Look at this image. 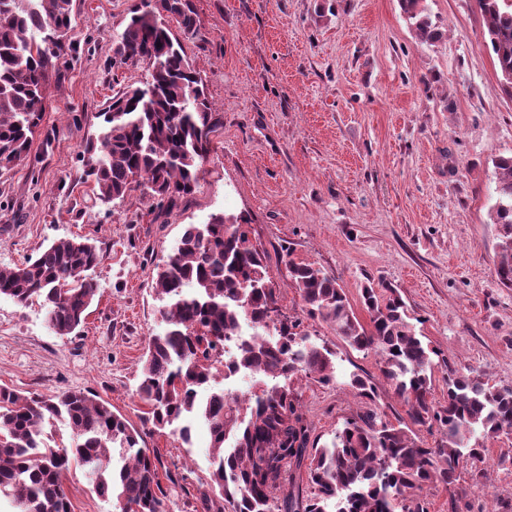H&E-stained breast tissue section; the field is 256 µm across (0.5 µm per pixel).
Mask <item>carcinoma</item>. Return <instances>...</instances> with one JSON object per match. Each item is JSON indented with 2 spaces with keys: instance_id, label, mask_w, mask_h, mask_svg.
<instances>
[{
  "instance_id": "carcinoma-1",
  "label": "carcinoma",
  "mask_w": 512,
  "mask_h": 512,
  "mask_svg": "<svg viewBox=\"0 0 512 512\" xmlns=\"http://www.w3.org/2000/svg\"><path fill=\"white\" fill-rule=\"evenodd\" d=\"M423 0H400L419 37L440 32ZM500 82L512 96V3L476 0ZM187 35L198 33L191 0H141L118 41L119 63L145 65L144 80L126 86L100 112V132L84 147V176L93 205L123 201L133 191L174 207L198 187L210 152L214 123L202 78L186 58L161 13ZM72 0H0V168L24 160L39 132L58 62L73 43ZM492 223L500 226L495 275L512 288V156L494 162ZM104 260L91 239H60L35 257L0 268V298L19 305L40 298L49 327L73 334L97 292L88 272ZM312 319L328 324L349 347L374 351L380 372L407 406L410 423L394 425L366 411L345 421L320 446L304 417L300 395L287 380L297 374L324 386L336 380V352L309 341L300 322L278 307L265 255L251 243L247 222L222 214L186 227L174 254L157 267L154 291L165 305V328L149 338L136 395L145 421L172 427L186 444L193 426L210 433L214 468L201 493L206 512H428L420 491L441 484L451 502L465 494L464 457L481 458L480 440L512 433V386L489 383L476 371L448 369V395L430 399L436 351L411 323L405 302L388 284L361 291L370 317L357 319L336 277L310 263H285ZM253 333L224 353V340L243 324ZM259 375L248 393L231 397L216 389L203 400L214 370ZM348 386L371 400L375 387L357 373ZM62 419L73 443L51 446L46 423ZM438 426L433 448L420 446L413 427ZM126 418L88 390H68L52 399L0 388V496L24 503V512H71L64 479L72 466L84 470L92 489L112 497L119 512H166L158 456ZM122 465L113 466L112 449ZM306 470L309 494L296 473Z\"/></svg>"
}]
</instances>
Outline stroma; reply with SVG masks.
Here are the masks:
<instances>
[{
    "label": "stroma",
    "instance_id": "obj_1",
    "mask_svg": "<svg viewBox=\"0 0 512 512\" xmlns=\"http://www.w3.org/2000/svg\"><path fill=\"white\" fill-rule=\"evenodd\" d=\"M140 2L72 0L76 49L60 61L27 158L0 171V268L66 238L96 239L105 253L76 334L56 335L40 301L0 298V387L45 398L85 389L142 427L141 357L163 328L155 267L187 225L219 213L248 220L286 315L303 317L288 253L336 276L363 323L366 281L397 288L441 359L434 403H443L452 368L511 386L512 288L494 272L499 227L490 213L493 161L512 154V97L484 47L475 0H424L442 32L434 42L418 39L399 0H192L198 33L180 42L213 107L203 177L174 208L136 191L107 211L88 201L82 151L107 99L145 74L143 64L114 61ZM303 319L313 341L337 353L336 384L293 379L317 438L329 441L369 409L405 417L377 355ZM353 372L375 384L374 399L354 396ZM143 439L173 478L168 512H195L212 469L206 427L188 445L169 430ZM485 446L483 459L462 463L458 507L443 486L424 488L429 512H507L512 466L499 458L512 455V435ZM65 487L73 512H116L80 468Z\"/></svg>",
    "mask_w": 512,
    "mask_h": 512
}]
</instances>
